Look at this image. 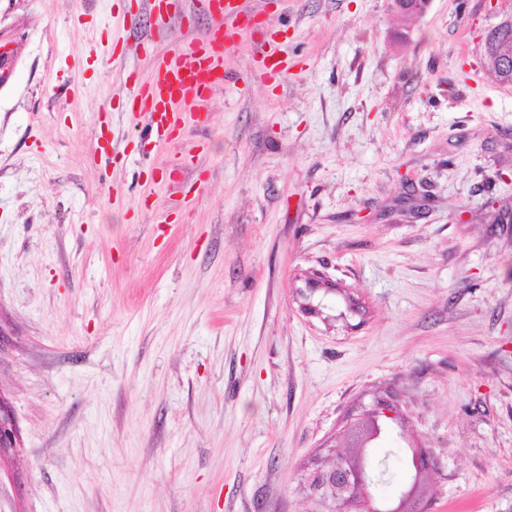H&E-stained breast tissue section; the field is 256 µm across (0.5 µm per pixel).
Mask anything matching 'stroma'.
<instances>
[{"label": "stroma", "mask_w": 512, "mask_h": 512, "mask_svg": "<svg viewBox=\"0 0 512 512\" xmlns=\"http://www.w3.org/2000/svg\"><path fill=\"white\" fill-rule=\"evenodd\" d=\"M114 2L0 0V512H308V462L391 394L428 512H512V84L483 46L512 0H239L297 67L258 81L239 38L158 148ZM19 434L14 419L0 398V460L2 456L14 451L18 447Z\"/></svg>", "instance_id": "obj_1"}]
</instances>
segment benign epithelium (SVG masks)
Segmentation results:
<instances>
[{
  "mask_svg": "<svg viewBox=\"0 0 512 512\" xmlns=\"http://www.w3.org/2000/svg\"><path fill=\"white\" fill-rule=\"evenodd\" d=\"M428 4L429 0H393L396 13L410 17L423 14ZM365 417L374 422L376 437L380 435L382 426H402L405 422L399 403L393 396L373 402L365 410ZM18 442L19 434L14 419L0 398V457L15 450ZM425 458L426 449H413L415 475L395 500L377 498L360 465L352 468L342 462L336 466V472L326 476L317 471L314 473L317 481L310 495L313 512H403L410 503L419 509L427 501L421 483L422 460Z\"/></svg>",
  "mask_w": 512,
  "mask_h": 512,
  "instance_id": "7a95c632",
  "label": "benign epithelium"
}]
</instances>
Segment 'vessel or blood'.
I'll use <instances>...</instances> for the list:
<instances>
[{"label": "vessel or blood", "instance_id": "vessel-or-blood-1", "mask_svg": "<svg viewBox=\"0 0 512 512\" xmlns=\"http://www.w3.org/2000/svg\"><path fill=\"white\" fill-rule=\"evenodd\" d=\"M146 2L156 17V26L139 48L153 55L154 66L148 79H140L133 72L127 75L126 109L146 116L151 142L162 143L189 121L201 120L204 104L217 87L223 86L224 53L232 33L212 27L199 38L169 40V19H180L189 26L194 22L193 16L185 14L183 0ZM204 5L210 16H231L239 19L242 26L252 28L257 46L253 77L266 81L294 68V60L284 51L275 32L254 26L251 13L237 0H204Z\"/></svg>", "mask_w": 512, "mask_h": 512}]
</instances>
